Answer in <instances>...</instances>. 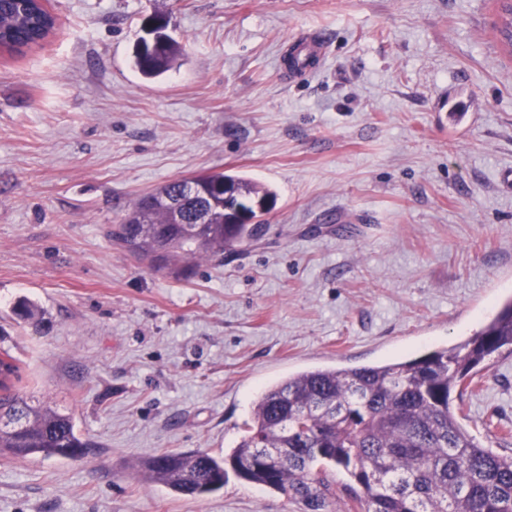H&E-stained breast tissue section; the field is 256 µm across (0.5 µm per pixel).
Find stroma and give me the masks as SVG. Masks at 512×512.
<instances>
[{
  "instance_id": "stroma-1",
  "label": "stroma",
  "mask_w": 512,
  "mask_h": 512,
  "mask_svg": "<svg viewBox=\"0 0 512 512\" xmlns=\"http://www.w3.org/2000/svg\"><path fill=\"white\" fill-rule=\"evenodd\" d=\"M40 45L0 51V352L68 410L77 459L0 458V512H304L229 477L202 498L136 478L163 452L223 455L257 395L314 368L464 343L512 298V52L498 0H50ZM171 18L180 66H131ZM326 61H282L301 32ZM223 171L276 193L263 232L187 279L107 235L167 182ZM21 298L44 312L17 320ZM512 454V354L453 394Z\"/></svg>"
}]
</instances>
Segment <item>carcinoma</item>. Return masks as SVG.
I'll use <instances>...</instances> for the list:
<instances>
[{
	"instance_id": "obj_1",
	"label": "carcinoma",
	"mask_w": 512,
	"mask_h": 512,
	"mask_svg": "<svg viewBox=\"0 0 512 512\" xmlns=\"http://www.w3.org/2000/svg\"><path fill=\"white\" fill-rule=\"evenodd\" d=\"M159 45L136 47L133 66L147 78L174 67L182 53L164 33L167 15L150 18ZM53 19L34 0H0V47L42 43ZM195 183L192 192L185 190ZM268 186L224 172L168 182L137 198L112 240L148 266L176 279L201 260L253 239L275 201ZM207 223H197L200 214ZM499 351L512 354V301L468 342L384 365L305 370L264 389L251 423L230 452H168L144 463V479L190 497L224 487L228 472L321 512L335 495L331 472L350 479L349 512H512V455L474 441L450 404L456 387ZM20 367L0 359V457L79 458L90 443L73 416L36 407L15 389Z\"/></svg>"
}]
</instances>
